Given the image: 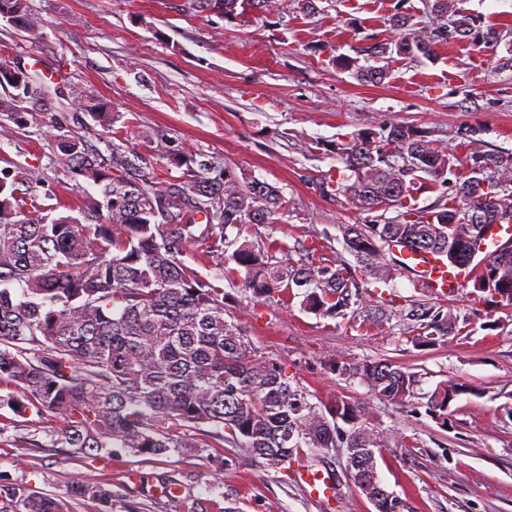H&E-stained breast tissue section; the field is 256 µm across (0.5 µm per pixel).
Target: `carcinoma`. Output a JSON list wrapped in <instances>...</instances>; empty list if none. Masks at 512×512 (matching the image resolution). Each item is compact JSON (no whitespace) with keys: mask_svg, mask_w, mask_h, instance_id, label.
I'll return each instance as SVG.
<instances>
[{"mask_svg":"<svg viewBox=\"0 0 512 512\" xmlns=\"http://www.w3.org/2000/svg\"><path fill=\"white\" fill-rule=\"evenodd\" d=\"M463 0H433L436 26L412 27L411 15L391 17L395 39L374 47L375 58L396 53L430 57L450 39L469 40L477 18ZM194 9L227 19L237 8L270 11L271 0H192ZM0 17L35 35L42 21L27 0H0ZM336 63L362 82L390 77L383 66L359 67L339 55ZM0 112H41L55 122L46 88L22 68L0 66ZM78 109L100 126L115 114L86 92L73 91ZM160 136L152 151L183 169L184 181L156 188L147 158L112 143L105 158L75 135L55 141V162L65 172L99 188L87 210L95 224L73 215L49 219L25 210L12 173L0 170V434L29 412H50L60 424L30 447L66 448L99 460L123 448L150 457L179 455L188 448H238L264 467L279 470L305 446L321 452L344 449L353 476L377 475L382 433L366 425L368 405L338 397L313 403L292 385L283 368L257 355L242 327L226 319L224 289L188 266L184 257L202 241L221 252L227 274L245 271L244 288L256 302L279 303L305 289L302 305L323 316H344L362 303L361 285L342 258L322 265L297 262L283 243L276 247L235 237L229 228L272 224L285 200L273 185L242 181L203 153L174 154ZM350 176L329 175L335 190L366 212L396 215L384 223L339 226L345 250L379 281L392 277L402 260L393 250L432 253L453 268V246L478 250L485 237L477 224L454 220L472 212L478 224L512 220V156L499 153L458 158L441 151L428 135L402 125H382L358 134L343 151ZM442 192L440 204L420 210L415 194ZM471 278L476 292L512 306V251L499 245L484 252ZM452 331L448 315L421 312L406 324L420 345ZM332 370L358 378L380 401L403 403L416 393L415 374L383 361H337ZM455 388L437 386L427 415H448ZM74 500L111 505L112 489L78 483ZM0 512H68L54 496L21 485L0 484Z\"/></svg>","mask_w":512,"mask_h":512,"instance_id":"1","label":"carcinoma"}]
</instances>
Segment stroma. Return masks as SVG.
Returning <instances> with one entry per match:
<instances>
[{"label":"stroma","mask_w":512,"mask_h":512,"mask_svg":"<svg viewBox=\"0 0 512 512\" xmlns=\"http://www.w3.org/2000/svg\"><path fill=\"white\" fill-rule=\"evenodd\" d=\"M430 0H318L314 14L247 12L227 19L190 0H29L43 27L32 35L0 19V65L21 67L57 88L56 127L42 113L23 123L0 112V169L13 171L18 195L42 213L78 214L95 189L54 162L57 132L82 137L110 155L113 137L150 155V136L203 152L238 177L275 185L286 200L273 224H248L242 236L288 243L310 261L344 255L343 224L371 213L321 182L343 169L340 147L369 128L400 124L427 131L458 156L512 154V0H467L497 43H440L434 58L388 60L390 80L358 81L337 55L372 65L367 47L390 36L396 7L416 26L429 23ZM105 100L113 129L75 110L71 89ZM186 263L223 288L226 308L258 353L281 365L314 399L343 397L371 406L368 421L385 445L378 472L411 512H512V307L462 288L439 297L406 270L389 282L366 278L363 303L343 318L304 311L299 298L257 303L242 277L223 279L199 246ZM451 312L455 328L435 345L401 332L409 310ZM385 361L418 374L417 395L395 405L371 398L332 361ZM461 385L441 422L425 412L440 384ZM51 414H30L0 434V477L68 499L72 483L112 490V512H375L345 469L341 450L304 448L280 471L233 448H199L160 460L118 452L81 459L63 448H25L18 437L52 429ZM312 467L336 478L335 499L317 498L297 474Z\"/></svg>","instance_id":"35a3bbf8"}]
</instances>
